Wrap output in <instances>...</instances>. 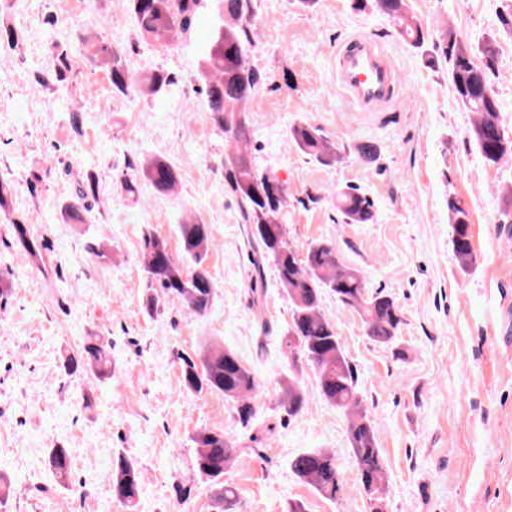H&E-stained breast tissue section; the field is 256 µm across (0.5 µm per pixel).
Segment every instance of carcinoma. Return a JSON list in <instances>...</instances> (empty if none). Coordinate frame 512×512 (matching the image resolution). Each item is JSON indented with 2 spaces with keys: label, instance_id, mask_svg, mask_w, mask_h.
I'll return each instance as SVG.
<instances>
[{
  "label": "carcinoma",
  "instance_id": "cac0c4a2",
  "mask_svg": "<svg viewBox=\"0 0 512 512\" xmlns=\"http://www.w3.org/2000/svg\"><path fill=\"white\" fill-rule=\"evenodd\" d=\"M203 0H131L136 27L142 37L165 44L177 33H188L198 16ZM224 4L220 27L211 32L203 60L202 79L214 126L224 135L228 153L224 156L226 182L237 197L242 223L249 225L253 262L252 287L259 288L265 267L272 265L278 282L285 291L290 310L286 347L298 350L300 358L313 366L321 395L331 405L348 414L350 451L360 480L369 499L370 512H385L384 497L387 472L378 447L371 419L361 408L356 375L336 332V324L321 310L324 293L336 297L344 306L355 309L362 317L367 336L378 344L390 345L402 322L395 299L379 290L369 291L361 273L344 264L335 247L328 242L308 246L304 257L288 242L283 211L287 205L285 188L276 174L258 165L247 144L252 130L246 115L247 105L261 85V74L250 66L246 51L251 45L253 0H217ZM378 11L394 19L400 34L408 43L428 55L441 51L448 63V79L457 100L468 112L476 114L471 137L484 161L496 165L512 155L504 146L508 135L502 124L489 70L477 56L492 57L495 48L488 41L479 48L459 39L454 33L443 38V44L428 42L422 27L407 15L405 0H374ZM99 52L112 60V88L125 94L144 91L162 93L169 85L163 70L140 79L122 63L112 46L101 45ZM289 136L302 153L322 164L331 163L335 146L310 124H298ZM143 179L158 192L171 191L178 180L174 169L164 161L154 160L142 170ZM336 207L346 224H364L373 219L370 200L357 188L347 187L336 194ZM451 217V244L462 268L474 260L470 211L458 199H448ZM179 236L182 249L189 257L188 266L175 262L164 238H146L139 263L151 288L164 296L181 299L195 314L205 313L215 293L214 283L204 266L210 227L207 224H181ZM301 337L300 344L293 343ZM83 362L93 364L100 373H110V354L101 345L88 343ZM184 388L196 394L217 392L237 404L242 426L254 416L251 395L257 381L253 372L230 350L219 345L207 347L199 361L182 359ZM305 395L294 373L281 392L280 406L292 416L302 410ZM194 467L202 477L219 485L214 500L215 512H238L239 494L235 487L221 484L224 471L235 459L232 438L221 431L202 429L193 437ZM49 463L63 482L69 480L71 463L68 451L54 448ZM290 468L294 475L313 492L326 500H336L342 491L337 480L335 453L314 449L294 457ZM142 488L138 469L127 460L116 462L112 491H123L120 499L128 512H135Z\"/></svg>",
  "mask_w": 512,
  "mask_h": 512
}]
</instances>
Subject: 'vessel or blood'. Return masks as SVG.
Returning <instances> with one entry per match:
<instances>
[{
	"instance_id": "b4317fda",
	"label": "vessel or blood",
	"mask_w": 512,
	"mask_h": 512,
	"mask_svg": "<svg viewBox=\"0 0 512 512\" xmlns=\"http://www.w3.org/2000/svg\"><path fill=\"white\" fill-rule=\"evenodd\" d=\"M337 57V81L352 102L370 108L393 98L398 85L396 70L368 37L347 40Z\"/></svg>"
}]
</instances>
